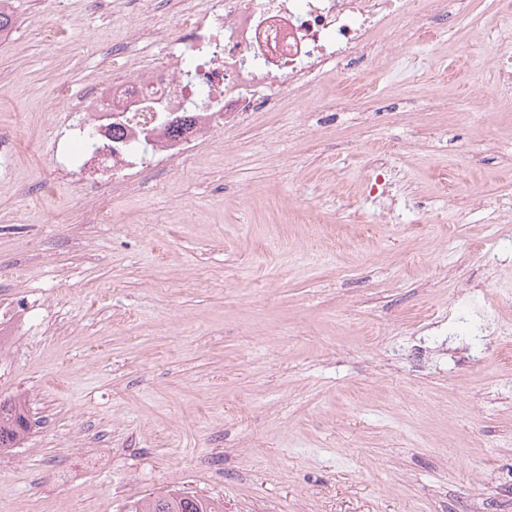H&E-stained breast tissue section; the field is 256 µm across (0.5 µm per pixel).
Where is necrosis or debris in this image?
<instances>
[{"label":"necrosis or debris","mask_w":512,"mask_h":512,"mask_svg":"<svg viewBox=\"0 0 512 512\" xmlns=\"http://www.w3.org/2000/svg\"><path fill=\"white\" fill-rule=\"evenodd\" d=\"M448 0H202L178 10L174 29H148L160 55L130 69V52H102L109 75L69 98L71 117L53 134V178L91 189L138 188L151 172L181 171L227 122L244 123L335 70L356 90L373 73L354 65L372 35L403 26L442 36Z\"/></svg>","instance_id":"necrosis-or-debris-1"}]
</instances>
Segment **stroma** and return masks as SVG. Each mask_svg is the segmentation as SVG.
I'll return each mask as SVG.
<instances>
[{"label": "stroma", "instance_id": "stroma-1", "mask_svg": "<svg viewBox=\"0 0 512 512\" xmlns=\"http://www.w3.org/2000/svg\"><path fill=\"white\" fill-rule=\"evenodd\" d=\"M499 0L366 94L333 76L200 148L193 172L90 197L52 176L60 85L105 77L172 10L11 0L0 38V298L30 317L0 401V512H123L180 488L224 512H512V105L491 104ZM393 201L371 189L377 148ZM111 214L99 224L96 211ZM26 405L21 401L0 402V453L16 448L31 425ZM30 420V418H29Z\"/></svg>", "mask_w": 512, "mask_h": 512}]
</instances>
